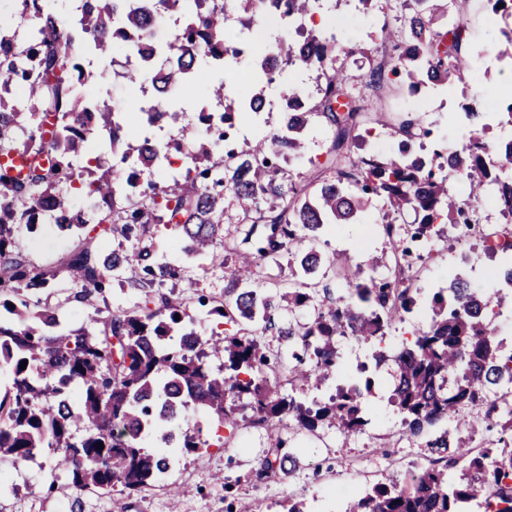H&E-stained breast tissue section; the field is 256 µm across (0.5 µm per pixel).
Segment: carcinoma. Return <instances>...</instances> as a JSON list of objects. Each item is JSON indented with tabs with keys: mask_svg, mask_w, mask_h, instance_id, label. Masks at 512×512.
<instances>
[{
	"mask_svg": "<svg viewBox=\"0 0 512 512\" xmlns=\"http://www.w3.org/2000/svg\"><path fill=\"white\" fill-rule=\"evenodd\" d=\"M26 15L28 45L7 52L15 26L0 23V155L18 153L22 164L12 174L0 169V366L11 372V384L0 395V460L23 463L43 448L53 449V470H62L77 488L109 490L119 483L130 492L157 482L171 462L161 451L145 448L153 437L168 446L176 441L187 452L204 445L202 430L183 427L185 413L202 412L217 425L233 422L239 407L261 424L288 419L296 433L334 427L359 433L369 424L365 395L374 382L366 377L336 385L326 400H305L284 394L270 379L275 370H288L289 383H321L338 371L337 339L350 336L366 344L383 337L386 329L413 312L416 300L410 279L400 268L391 277H377V268L410 256L394 238V225L382 221L389 249L370 259L371 275L358 267L347 276L352 291L330 302L316 319L296 331L282 327L279 335L300 343L297 364L271 362L262 338L213 331L198 334L182 304L164 297L161 305L122 311L103 321L90 318L77 328L58 309L17 300L20 291L48 288L69 278L84 295L103 292L106 273L139 268L140 288L179 279V270L151 261L144 246L137 251L101 254L93 240L118 233L143 239L150 228L163 227L192 253L206 254L223 231L224 197L236 201L241 220L267 224L270 233L258 241L256 255H244L235 268L234 287L212 312L229 321L241 318L272 328V296L253 281L255 266L294 243L312 239L325 224H350L371 197L380 196L387 210H412L419 222L410 239L428 241L435 226L451 223L472 229L478 224L470 202L449 193L448 176L464 181L474 197L494 191L499 211L512 223V140L492 142L489 113L478 97L463 106L467 140L448 151L424 154L416 141L429 135L418 120L400 121L397 149L380 153L368 136L367 125L377 111L372 100L355 93L353 76L338 62L337 39L302 24L324 7L323 0H158L159 15L190 13L188 24L162 47L172 60L171 85L183 87L198 72H221L206 90L210 110L198 111L199 131L180 128L181 138L165 144L142 136L134 116L118 111L112 102L97 103L92 126L80 121L84 108L78 87L100 76L83 71L81 54L91 49L103 60L115 51H129L128 79L135 82L143 68L130 55L128 33L148 37L156 19L117 0H94L76 27L39 0H17ZM467 0H400L396 22L384 18L376 28L390 54L374 65L362 81L376 98L394 84L410 94L448 84L471 85L476 76L464 12ZM492 14L504 20L499 29L504 49L512 58V0H487ZM276 13L290 26L271 40L267 53L256 59L249 80L238 83L236 69L244 50L228 36V26L250 29L261 16ZM287 68L316 74L315 93L298 83L281 90L282 126L237 152L226 142L234 114L253 112L265 99L264 86ZM160 118L177 124L188 109L177 100L162 103ZM324 118L331 131L327 164L333 176L308 192L284 177L281 161L301 158L307 130ZM112 141V154L128 168L117 170L87 156V131ZM181 154L185 174L166 176L148 187L137 204L117 212L109 205L120 183L133 186L143 168L162 171L172 165L170 152ZM80 190L100 203L88 217L71 208L62 188ZM270 202L268 210L262 202ZM71 237L74 245L48 268H36L15 247V228L32 232L44 221ZM491 254L512 253V231L504 228L483 235ZM325 264L310 249L299 261L303 274ZM509 295H486L458 278L432 296L430 319L415 334L410 347L390 355L372 353L374 366L394 365L389 401L403 415L409 435L417 437L442 419L456 421L454 429L429 436L424 446L435 459L413 471L403 484H377L348 502L343 512H474L475 499L490 512H512V445L486 448L473 454L469 438L480 423L469 411L488 401L490 387L500 398L512 396V353H502L486 323L491 305ZM281 299L294 307L313 295L293 288ZM180 319H175V315ZM223 358L215 372L212 357ZM310 358L312 366L303 365ZM26 369H20L22 362ZM104 448H98V443ZM266 470L282 473L296 467L297 456L281 453L283 440L269 438Z\"/></svg>",
	"mask_w": 512,
	"mask_h": 512,
	"instance_id": "1",
	"label": "carcinoma"
}]
</instances>
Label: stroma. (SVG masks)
<instances>
[{
  "label": "stroma",
  "mask_w": 512,
  "mask_h": 512,
  "mask_svg": "<svg viewBox=\"0 0 512 512\" xmlns=\"http://www.w3.org/2000/svg\"><path fill=\"white\" fill-rule=\"evenodd\" d=\"M466 18L472 46L499 53L500 20L488 10L485 0H470ZM376 19L373 13L359 14L356 0H336L334 6L316 15L311 26L332 29L340 43L356 46L369 43ZM469 98V92L459 85L453 86L448 96L426 92L412 95L404 90L386 95L382 106L389 123L375 127L372 142L383 149H394L395 124L412 115L419 117L429 131L423 140L426 152L461 145L469 132L454 123L453 115ZM327 146V126L320 119L308 134L305 155L284 168L290 181L304 185L327 177ZM384 211L383 200L372 198L356 223L327 225L303 246H292L290 252L262 260L256 285L269 294L287 287L301 248L314 249L328 260L308 279L315 291L314 301L303 308L278 309L274 314L277 326L308 324L326 297L345 294L347 285L343 277L337 276L336 269L363 263L384 247ZM477 214L480 222L471 231L443 224L431 241L410 243L416 261L408 274L419 309L391 325L381 342L382 348L393 352L410 343L424 325L426 302L455 277H462L483 293L492 294L500 289L495 271L502 259L488 257L482 236L502 228L503 219L491 207L478 209ZM265 231L264 225L239 222L237 210L228 202L224 205V237L217 247L222 262L188 254L167 231L158 229L146 235L143 242L150 245L153 261L181 270L182 279L143 289L134 285L137 271L128 269L112 275L110 288L100 295L81 298L80 287L61 279L37 292L36 297L78 325L93 315L103 320L144 304L154 308L159 306L161 297L178 294L193 315L197 330L207 335L218 322L211 312L213 302L223 298L225 288L230 287L238 253L253 250ZM15 241L18 250L36 266L52 265L70 243L69 237L61 235L51 223L44 224L37 236L26 227H19ZM337 350L341 371L336 380L306 389L287 384L284 392L308 399L328 398L337 382L356 376L357 366L369 361L372 352L371 346L343 337L338 340ZM372 376L375 386L366 397L371 422L363 432L345 434L321 428L296 434L288 423H280L286 450L299 457V465L291 474L258 478L268 450V430L241 411L235 415L234 429L219 432L211 424H204L202 435L207 445L197 452L184 455L170 449L173 464L165 477L133 494L118 484L108 491L77 488L65 474L53 471L48 456L29 462L22 479L16 476L11 464H4L0 467V512H237L242 499L251 501L255 512H282L283 504L290 499L305 501L310 512H342L347 501L365 489L402 480L427 453L421 438L405 432L400 414L388 400L389 370H374Z\"/></svg>",
  "instance_id": "1"
}]
</instances>
